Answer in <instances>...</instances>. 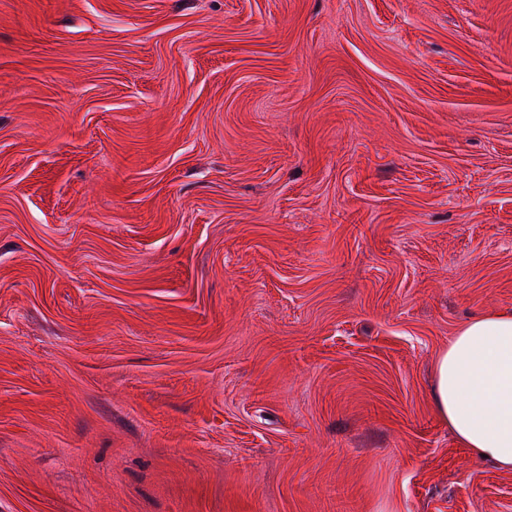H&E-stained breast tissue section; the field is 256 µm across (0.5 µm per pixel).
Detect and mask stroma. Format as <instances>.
Returning a JSON list of instances; mask_svg holds the SVG:
<instances>
[{
	"instance_id": "35a3bbf8",
	"label": "stroma",
	"mask_w": 512,
	"mask_h": 512,
	"mask_svg": "<svg viewBox=\"0 0 512 512\" xmlns=\"http://www.w3.org/2000/svg\"><path fill=\"white\" fill-rule=\"evenodd\" d=\"M493 311L512 0H0V512H512ZM432 399L463 448L512 470V312L478 315L456 331Z\"/></svg>"
}]
</instances>
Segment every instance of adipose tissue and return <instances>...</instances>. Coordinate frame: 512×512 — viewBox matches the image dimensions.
Masks as SVG:
<instances>
[{"mask_svg": "<svg viewBox=\"0 0 512 512\" xmlns=\"http://www.w3.org/2000/svg\"><path fill=\"white\" fill-rule=\"evenodd\" d=\"M432 399L459 443L512 470V312L478 315L448 341Z\"/></svg>", "mask_w": 512, "mask_h": 512, "instance_id": "1", "label": "adipose tissue"}]
</instances>
